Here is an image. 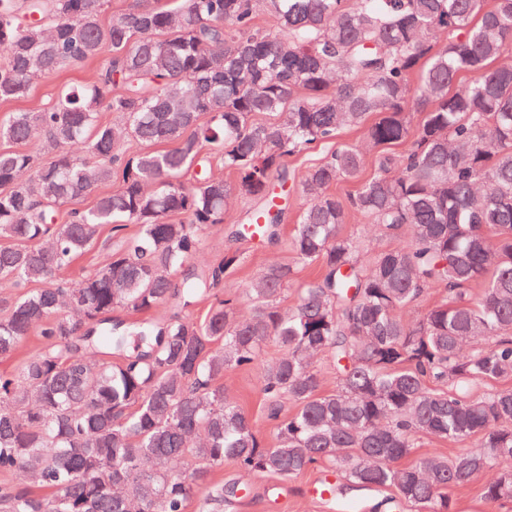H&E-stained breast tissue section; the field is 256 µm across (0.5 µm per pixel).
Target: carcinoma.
Returning a JSON list of instances; mask_svg holds the SVG:
<instances>
[{
    "instance_id": "1",
    "label": "carcinoma",
    "mask_w": 512,
    "mask_h": 512,
    "mask_svg": "<svg viewBox=\"0 0 512 512\" xmlns=\"http://www.w3.org/2000/svg\"><path fill=\"white\" fill-rule=\"evenodd\" d=\"M101 5L0 0V102L107 54L93 81L0 121V140L37 127L51 155L0 152V282L17 289L0 297V361L16 360L0 375V512H185L226 461L282 479L334 463L335 496L390 490L382 504L420 512H452L444 490L491 473L484 500L511 501L512 389L477 388L512 377V0H166L106 26ZM343 128L381 147L346 201L329 188L361 173L357 147L299 177L286 164ZM290 180L307 201L293 262L265 267L250 314L228 298L200 320L147 317L124 354L112 311L213 296L240 256L193 263L201 230L238 189L254 206L233 237L278 240ZM352 210L409 241L360 258L340 235ZM106 230L103 263L60 283ZM313 263L319 279L281 311ZM432 284L446 300L404 321ZM33 332L39 349L16 359ZM269 340L288 350L263 377L273 446L224 392V371L253 367ZM321 352L334 393L309 362ZM284 400L296 411L282 418ZM420 434L464 448L416 458ZM321 268L318 263L309 265L299 270L297 282L288 287L279 298V306L282 310L288 311L289 308L294 307L298 300V288L301 283L313 281L320 275Z\"/></svg>"
}]
</instances>
